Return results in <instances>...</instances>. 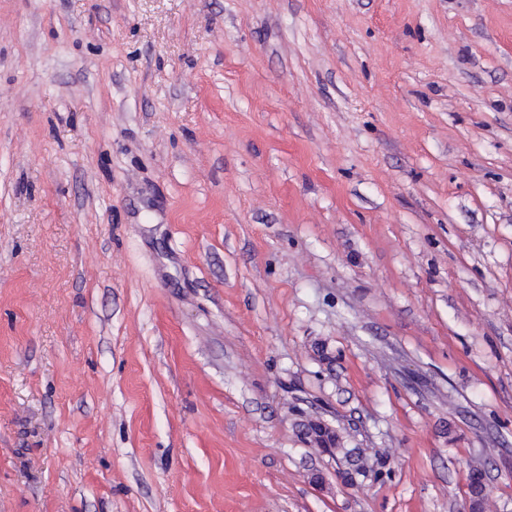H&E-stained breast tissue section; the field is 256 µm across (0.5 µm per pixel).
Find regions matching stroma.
I'll return each instance as SVG.
<instances>
[{
  "mask_svg": "<svg viewBox=\"0 0 512 512\" xmlns=\"http://www.w3.org/2000/svg\"><path fill=\"white\" fill-rule=\"evenodd\" d=\"M474 466L512 512V0H0V512ZM305 435L310 441H317L319 447L325 448L326 451H331L336 447L332 429L323 422H309L305 428Z\"/></svg>",
  "mask_w": 512,
  "mask_h": 512,
  "instance_id": "35a3bbf8",
  "label": "stroma"
}]
</instances>
